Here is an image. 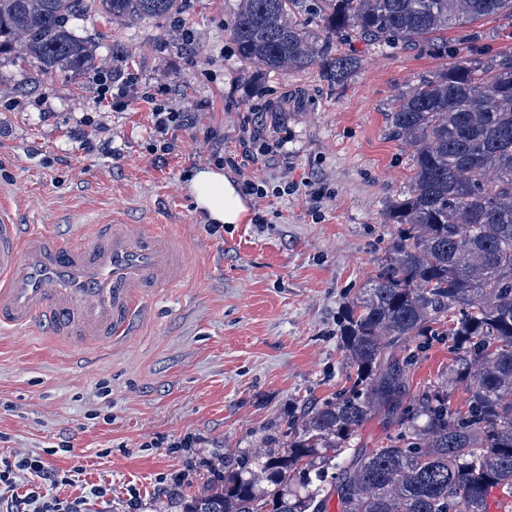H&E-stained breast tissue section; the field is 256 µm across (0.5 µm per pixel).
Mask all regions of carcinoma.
Listing matches in <instances>:
<instances>
[{
  "label": "carcinoma",
  "mask_w": 512,
  "mask_h": 512,
  "mask_svg": "<svg viewBox=\"0 0 512 512\" xmlns=\"http://www.w3.org/2000/svg\"><path fill=\"white\" fill-rule=\"evenodd\" d=\"M179 0H0V51L44 74L95 62L70 21L103 10L115 21H170ZM302 0H241L231 36L242 62L269 72L317 68L338 85L358 66L344 45L421 42L448 53L444 34L512 0H322L323 33ZM391 135L413 148L409 185L391 202L387 256L346 308L341 344L350 385L291 427L288 443L228 464L177 512H487L495 488L512 498V53L461 57L397 93ZM450 314L448 329L434 324ZM451 369L396 413L406 369L430 337ZM463 391L462 407L453 396ZM383 410L399 433L378 448L350 441ZM248 470L242 477L239 470ZM335 471L332 488L325 483Z\"/></svg>",
  "instance_id": "obj_1"
}]
</instances>
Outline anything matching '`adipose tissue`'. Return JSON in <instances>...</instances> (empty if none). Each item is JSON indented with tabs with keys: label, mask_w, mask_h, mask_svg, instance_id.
Listing matches in <instances>:
<instances>
[{
	"label": "adipose tissue",
	"mask_w": 512,
	"mask_h": 512,
	"mask_svg": "<svg viewBox=\"0 0 512 512\" xmlns=\"http://www.w3.org/2000/svg\"><path fill=\"white\" fill-rule=\"evenodd\" d=\"M189 193L197 211L211 224H239L247 208L237 187L217 168L197 170L190 178Z\"/></svg>",
	"instance_id": "1"
}]
</instances>
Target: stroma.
Returning a JSON list of instances; mask_svg holds the SVG:
<instances>
[{
    "instance_id": "obj_1",
    "label": "stroma",
    "mask_w": 512,
    "mask_h": 512,
    "mask_svg": "<svg viewBox=\"0 0 512 512\" xmlns=\"http://www.w3.org/2000/svg\"><path fill=\"white\" fill-rule=\"evenodd\" d=\"M239 0H180L176 22L72 20L98 60L130 74L103 109L91 74L40 73L36 60L0 54V201L18 224L62 237L109 212L184 239L192 274L152 304L128 338L91 349L58 346L46 328L0 334V453L49 455L68 475L56 496L86 512H162L197 491L228 454L282 435L294 416L345 385L339 325L396 231L390 201L407 189L411 150L388 130L398 91L454 57L512 53V19L448 35L447 55L422 49L349 50L343 85L318 69L273 73L244 64L230 35ZM174 88L195 124L176 150L150 153L143 93ZM278 143L274 164L225 169L234 184L297 182L295 194L247 200L261 224L215 227L191 202L188 176L209 164L208 136L233 153L254 132ZM441 341L419 352L415 395L452 366Z\"/></svg>"
}]
</instances>
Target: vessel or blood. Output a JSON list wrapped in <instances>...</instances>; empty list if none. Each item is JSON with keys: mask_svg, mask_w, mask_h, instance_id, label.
I'll return each instance as SVG.
<instances>
[{"mask_svg": "<svg viewBox=\"0 0 512 512\" xmlns=\"http://www.w3.org/2000/svg\"><path fill=\"white\" fill-rule=\"evenodd\" d=\"M190 274L181 238L125 224L117 213L73 239L49 224L24 226L0 215V329L44 325L61 343L109 344Z\"/></svg>", "mask_w": 512, "mask_h": 512, "instance_id": "vessel-or-blood-1", "label": "vessel or blood"}]
</instances>
